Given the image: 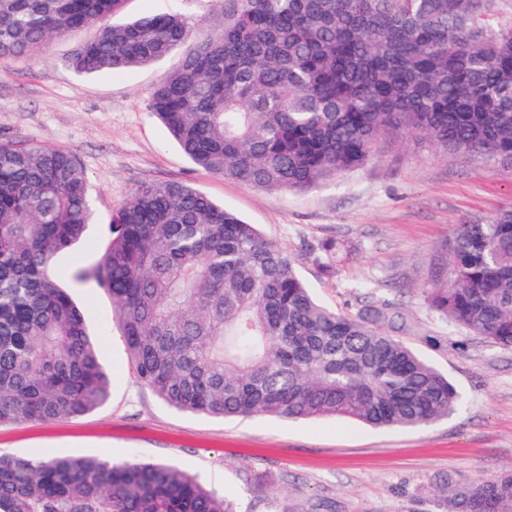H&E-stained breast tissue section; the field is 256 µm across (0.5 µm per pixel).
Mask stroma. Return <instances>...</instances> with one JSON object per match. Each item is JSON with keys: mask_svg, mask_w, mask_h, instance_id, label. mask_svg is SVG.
I'll use <instances>...</instances> for the list:
<instances>
[{"mask_svg": "<svg viewBox=\"0 0 512 512\" xmlns=\"http://www.w3.org/2000/svg\"><path fill=\"white\" fill-rule=\"evenodd\" d=\"M213 0H127L116 22L179 13L205 33ZM53 39L36 61L0 60V139L73 151L88 179L93 218L82 245L57 258L60 281L96 335L111 376L109 400L65 419L0 426V453L173 464L239 512H436L446 479L491 478L512 468V350L449 323L429 305L442 246L462 224L512 210V164L443 154L411 136L384 139L374 160L321 187L271 192L199 169L152 115L160 78L179 62L79 76L63 57L91 38ZM184 183L224 205L298 261L323 305L354 313L376 299L403 313L391 335L461 392V410L419 429H374L341 417L211 418L176 411L137 378L112 297L74 285L76 265L98 259L112 210L141 186ZM339 247L324 252V242Z\"/></svg>", "mask_w": 512, "mask_h": 512, "instance_id": "35a3bbf8", "label": "stroma"}]
</instances>
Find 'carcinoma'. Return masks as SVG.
<instances>
[{
  "label": "carcinoma",
  "instance_id": "cac0c4a2",
  "mask_svg": "<svg viewBox=\"0 0 512 512\" xmlns=\"http://www.w3.org/2000/svg\"><path fill=\"white\" fill-rule=\"evenodd\" d=\"M124 0H0V60L94 27L64 60L89 76L179 64L150 108L196 166L270 191L322 186L414 135L445 153L512 163V0H218L204 36L180 14L106 23ZM93 214L74 154L0 140V425L103 405L98 340L58 282L56 256ZM100 258L77 267L112 295L138 379L170 407L217 418L342 417L422 428L455 386L385 326L394 305L320 304L258 228L180 182L112 210ZM431 306L512 348V211L443 247ZM439 512H512V470L438 489ZM0 512H236L175 465L89 453L0 454Z\"/></svg>",
  "mask_w": 512,
  "mask_h": 512
}]
</instances>
